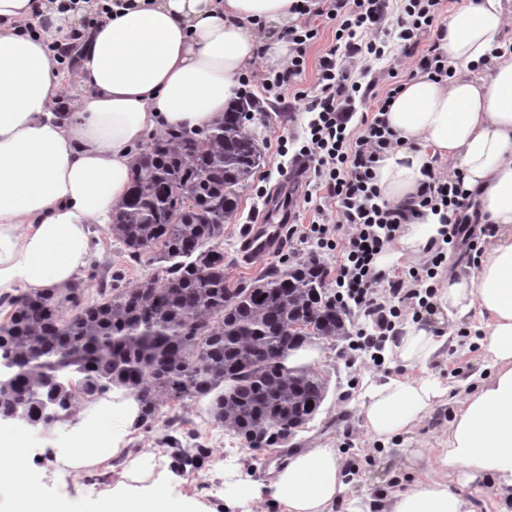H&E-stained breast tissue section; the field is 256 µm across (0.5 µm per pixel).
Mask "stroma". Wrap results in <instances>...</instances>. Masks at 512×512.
Here are the masks:
<instances>
[{
  "label": "stroma",
  "instance_id": "stroma-1",
  "mask_svg": "<svg viewBox=\"0 0 512 512\" xmlns=\"http://www.w3.org/2000/svg\"><path fill=\"white\" fill-rule=\"evenodd\" d=\"M252 96L261 111L270 116L269 123L249 122L262 151V160L249 185L240 193L235 215L224 226V270L231 282L248 281L282 262H297L308 256L320 258L326 268L336 265L335 253L317 249L312 244L284 243L280 252L265 258L245 260L241 242L247 225L261 220L265 199L291 196L292 223H311L313 215L302 201L303 179L279 174L282 163L278 140L300 134L307 122L306 114L281 109L274 97L260 85L250 84ZM96 248L84 271L89 295L110 286L113 273L123 275L132 286L154 273L158 264L152 253L130 258L107 229L94 227ZM483 319L478 310H470L454 320H446L443 329L449 334L448 346L441 357L427 366L428 376L447 386L448 393L431 413L410 431L381 442L367 433L359 414V392L363 380L384 383L404 375L405 369L394 357H386L375 367L352 357L346 341L317 340L312 348L318 358L314 364L327 380L326 398L318 413L304 429L288 442L266 450L248 448L244 441L225 432L209 414L208 399H187L161 410L159 419L150 426L124 425L122 419L108 416L102 401L85 404L92 415H102L104 424L122 438V450L111 458L108 467L72 470L58 463L56 451L67 446L71 423L56 426L44 436L24 433V446L37 466L38 491L44 503L66 506L72 503L94 505L103 501L113 484L131 464L151 477H163L164 489L175 499L202 501L210 512H244L239 500L242 485L268 483L295 452L317 446L334 448L344 470L346 496L351 500L374 505L391 495L416 487L432 478H446L451 487L460 488L478 512H512V500L496 495L492 482L476 479L460 486L457 475L442 476L437 451L445 447L448 426L461 397L490 376L494 368L478 340ZM199 449L193 464H183L184 449Z\"/></svg>",
  "mask_w": 512,
  "mask_h": 512
}]
</instances>
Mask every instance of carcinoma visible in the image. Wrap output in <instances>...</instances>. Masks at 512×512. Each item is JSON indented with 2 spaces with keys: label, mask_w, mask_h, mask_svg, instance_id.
<instances>
[{
  "label": "carcinoma",
  "mask_w": 512,
  "mask_h": 512,
  "mask_svg": "<svg viewBox=\"0 0 512 512\" xmlns=\"http://www.w3.org/2000/svg\"><path fill=\"white\" fill-rule=\"evenodd\" d=\"M256 108L242 97L209 132L166 133L140 152L108 230L133 258L158 250V273L131 287L116 274L92 299L78 282L8 301L0 379L11 397L0 399V413L21 398L33 421L46 424L120 392L144 426L168 404L208 397L213 420L256 450L314 419L326 379L288 357L349 335L346 311L325 288L326 269L310 256L234 285L224 273V224L260 165L246 126Z\"/></svg>",
  "instance_id": "obj_1"
}]
</instances>
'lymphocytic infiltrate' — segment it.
Instances as JSON below:
<instances>
[{
	"label": "lymphocytic infiltrate",
	"instance_id": "f902f5d3",
	"mask_svg": "<svg viewBox=\"0 0 512 512\" xmlns=\"http://www.w3.org/2000/svg\"><path fill=\"white\" fill-rule=\"evenodd\" d=\"M443 0H327L312 7L310 0H297L296 13L316 14L336 24L335 45L329 46L319 62L314 93L298 90L306 68L309 46L317 28L294 25L287 32L292 55L287 67L275 75L258 78L262 88L276 100L292 96L310 120L291 157L300 174L313 175L303 201L315 219L306 228L290 226L289 238L311 243L318 249L336 252L338 307L371 318L374 328H358L349 343L352 352L381 349L398 334L397 323L404 309L423 318L435 292L430 281L448 258L451 246L464 243L477 251L479 237L470 192L461 180L449 179L434 167L423 171L416 196L402 205L382 199L374 184V169L394 142L385 114L401 85L400 73H424L436 80L452 77L448 59L429 34ZM397 14L395 35L401 52L387 70L389 83L373 76L371 63L386 55L378 37L390 14ZM344 50L346 65L336 63L337 50ZM367 116H359V109ZM441 213L442 237L425 257L408 270L389 278L376 271L374 262L397 237L402 224L424 210Z\"/></svg>",
	"mask_w": 512,
	"mask_h": 512
}]
</instances>
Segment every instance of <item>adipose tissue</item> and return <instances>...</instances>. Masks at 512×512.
Segmentation results:
<instances>
[{
  "mask_svg": "<svg viewBox=\"0 0 512 512\" xmlns=\"http://www.w3.org/2000/svg\"><path fill=\"white\" fill-rule=\"evenodd\" d=\"M296 0H133L112 5L82 41L69 109L54 111L65 91L51 49L77 29L83 0H0V291L36 295L73 287L93 251V225L110 224L134 178L136 148L168 131L206 129L238 97L253 69L287 66ZM512 0H459L440 25L441 50L454 74L405 82L385 119L395 147L375 169L381 196L398 205L416 194L435 160L476 192L481 221L492 233L478 269L447 275L436 301L454 319L478 308L486 325L480 344L494 373L465 394L448 428L441 467L471 482L488 476L512 489V59L499 58ZM278 28L265 40L256 27ZM430 214L404 225L377 257L389 272L402 257H419L438 237ZM448 341L430 324L403 326L391 342L406 375L363 385L360 414L369 434L410 431L441 397L426 369ZM59 462L83 469L116 450L91 438L84 410ZM16 487L32 512H43L35 470L19 441L5 452ZM128 468L103 512H200L174 501L159 483ZM346 486L331 448L288 458L269 484L243 488L248 503L271 501L280 512H334ZM381 512H472L448 483L429 481L391 497Z\"/></svg>",
  "mask_w": 512,
  "mask_h": 512,
  "instance_id": "ef3b65f1",
  "label": "adipose tissue"
}]
</instances>
